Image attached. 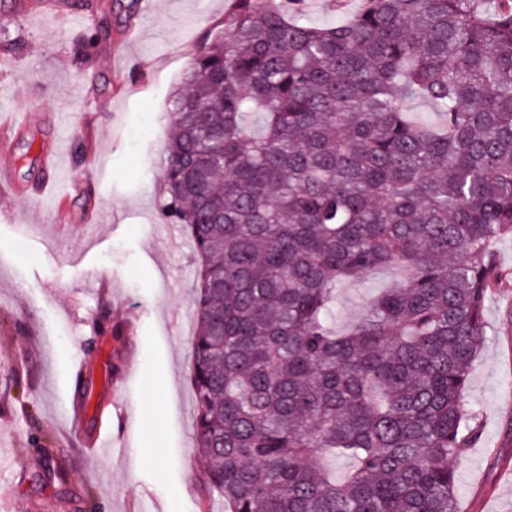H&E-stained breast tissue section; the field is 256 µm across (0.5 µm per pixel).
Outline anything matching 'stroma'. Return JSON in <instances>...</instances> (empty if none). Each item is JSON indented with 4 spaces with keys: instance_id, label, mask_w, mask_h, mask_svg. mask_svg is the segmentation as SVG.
<instances>
[{
    "instance_id": "stroma-1",
    "label": "stroma",
    "mask_w": 512,
    "mask_h": 512,
    "mask_svg": "<svg viewBox=\"0 0 512 512\" xmlns=\"http://www.w3.org/2000/svg\"><path fill=\"white\" fill-rule=\"evenodd\" d=\"M65 2L58 19L0 0V124L32 118L8 135L16 189L0 192V512H224L195 436L196 258L159 207L170 100L231 0H104L103 30L83 0ZM44 147L59 187L38 200L20 189L43 177ZM493 248L509 276L488 294L467 390L481 435L450 462L462 512H512V236ZM397 276L344 284L337 328ZM157 381V418L126 422ZM95 439L103 454L87 452Z\"/></svg>"
}]
</instances>
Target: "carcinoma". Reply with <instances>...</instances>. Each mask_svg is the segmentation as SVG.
<instances>
[{
	"label": "carcinoma",
	"instance_id": "obj_1",
	"mask_svg": "<svg viewBox=\"0 0 512 512\" xmlns=\"http://www.w3.org/2000/svg\"><path fill=\"white\" fill-rule=\"evenodd\" d=\"M303 8L234 0L172 98L160 215L201 260L202 472L228 512H460L448 459L480 436L466 391L512 235V0ZM389 265L334 331L337 286ZM306 11L305 18L310 23L317 26H328L336 24L342 16L341 13L334 8L333 1L336 0H305Z\"/></svg>",
	"mask_w": 512,
	"mask_h": 512
}]
</instances>
